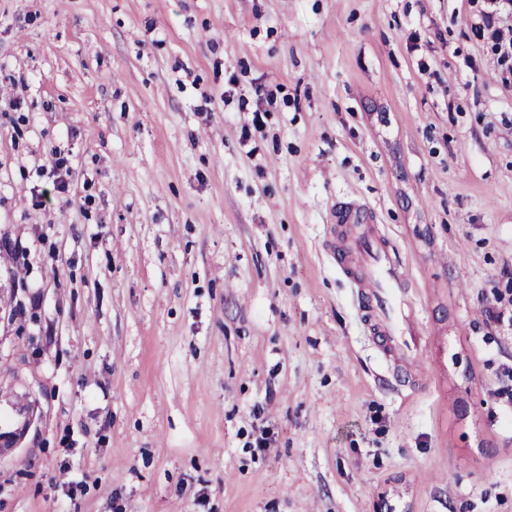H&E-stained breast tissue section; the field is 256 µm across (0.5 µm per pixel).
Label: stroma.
<instances>
[{
    "label": "stroma",
    "mask_w": 512,
    "mask_h": 512,
    "mask_svg": "<svg viewBox=\"0 0 512 512\" xmlns=\"http://www.w3.org/2000/svg\"><path fill=\"white\" fill-rule=\"evenodd\" d=\"M485 7L0 0V512H512ZM340 201L408 269L419 366L361 322Z\"/></svg>",
    "instance_id": "1"
}]
</instances>
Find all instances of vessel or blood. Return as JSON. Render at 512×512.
<instances>
[{
    "mask_svg": "<svg viewBox=\"0 0 512 512\" xmlns=\"http://www.w3.org/2000/svg\"><path fill=\"white\" fill-rule=\"evenodd\" d=\"M336 221L355 230L351 247L333 249L332 256L337 267L351 275L371 334L380 338L386 356L418 360L421 338L412 330L417 317L406 288L407 270L395 246L379 234L372 214L365 208L339 206Z\"/></svg>",
    "mask_w": 512,
    "mask_h": 512,
    "instance_id": "obj_1",
    "label": "vessel or blood"
}]
</instances>
